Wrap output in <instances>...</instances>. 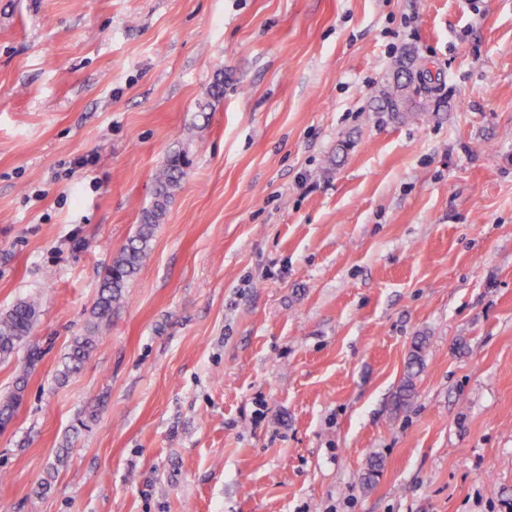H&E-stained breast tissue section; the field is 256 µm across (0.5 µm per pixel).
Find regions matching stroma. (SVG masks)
I'll list each match as a JSON object with an SVG mask.
<instances>
[{
	"mask_svg": "<svg viewBox=\"0 0 512 512\" xmlns=\"http://www.w3.org/2000/svg\"><path fill=\"white\" fill-rule=\"evenodd\" d=\"M409 48L441 90L379 111ZM33 297L40 361L0 360V397L28 372L0 512H506L512 0H0V313ZM186 164L184 153H173L156 173L152 206L143 212L136 235L112 259L100 281L94 306L95 317L99 321L85 335L73 338L62 362V369L59 370V380L65 381L80 370L95 348V333L101 320L112 308L122 303L125 288L139 271L154 230L161 223L168 204L180 186ZM426 342L425 337H418L408 358L405 376L395 395L394 406L397 411L411 407L415 397L414 380L423 365L422 351Z\"/></svg>",
	"mask_w": 512,
	"mask_h": 512,
	"instance_id": "obj_1",
	"label": "stroma"
}]
</instances>
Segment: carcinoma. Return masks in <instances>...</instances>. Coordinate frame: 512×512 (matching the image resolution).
I'll use <instances>...</instances> for the list:
<instances>
[{
    "label": "carcinoma",
    "instance_id": "obj_1",
    "mask_svg": "<svg viewBox=\"0 0 512 512\" xmlns=\"http://www.w3.org/2000/svg\"><path fill=\"white\" fill-rule=\"evenodd\" d=\"M423 66L424 61L414 56L401 66L394 85L382 96L381 108L384 111L402 112L412 100L429 96L432 87L424 82L427 71ZM186 164L185 154L173 153L156 173L152 206L143 212L136 235L112 259L100 281L94 306L96 318L103 319L112 308L122 303L125 288L139 271L154 230L161 223L168 204L180 186ZM37 314L38 303L33 298L21 300L12 309L0 314V360L10 358L21 345L27 343ZM98 329L99 324L95 323L85 335L73 338L62 362V369L59 370L60 380L65 381L77 373L90 357L96 345L95 333ZM425 342L424 337H419L414 342L405 376L395 395L394 406L398 411L406 410L412 405L415 397L414 380L423 365L422 351ZM26 381L27 374L18 376L12 391L0 398V427L10 422L20 405Z\"/></svg>",
    "mask_w": 512,
    "mask_h": 512
}]
</instances>
